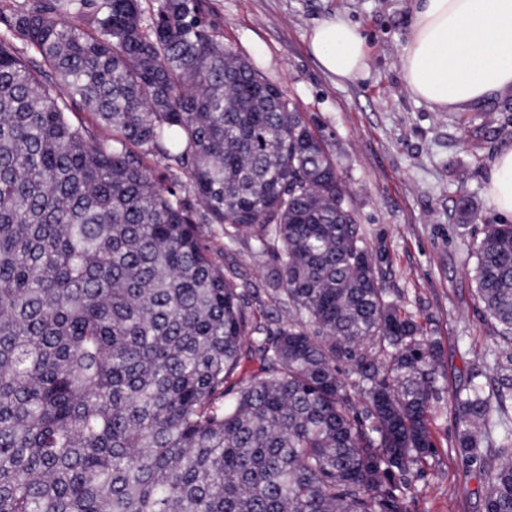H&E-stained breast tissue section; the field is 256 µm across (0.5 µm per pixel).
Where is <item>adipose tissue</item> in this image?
Masks as SVG:
<instances>
[{
    "mask_svg": "<svg viewBox=\"0 0 512 512\" xmlns=\"http://www.w3.org/2000/svg\"><path fill=\"white\" fill-rule=\"evenodd\" d=\"M308 46L336 78L368 67L365 37L347 20L315 24ZM401 73L408 93L436 112L512 93V0H413ZM490 197L496 211L512 217V146L493 162Z\"/></svg>",
    "mask_w": 512,
    "mask_h": 512,
    "instance_id": "ef3b65f1",
    "label": "adipose tissue"
}]
</instances>
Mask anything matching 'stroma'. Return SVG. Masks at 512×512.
I'll list each match as a JSON object with an SVG mask.
<instances>
[{"instance_id": "stroma-1", "label": "stroma", "mask_w": 512, "mask_h": 512, "mask_svg": "<svg viewBox=\"0 0 512 512\" xmlns=\"http://www.w3.org/2000/svg\"><path fill=\"white\" fill-rule=\"evenodd\" d=\"M226 46L249 60L316 129L348 188L347 203L367 247L383 252V285L441 346L440 399L431 432L437 453L405 512H484L485 481L453 451L451 397L467 368L486 361V391L498 386L491 361L497 328L472 280L473 242L501 223L490 203L491 165L512 145V93L459 112H436L405 89L400 57L411 0H211ZM342 17L367 38L369 66L353 79L323 73L307 37ZM476 209L459 214L461 199Z\"/></svg>"}]
</instances>
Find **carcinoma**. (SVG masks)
<instances>
[{
  "instance_id": "carcinoma-1",
  "label": "carcinoma",
  "mask_w": 512,
  "mask_h": 512,
  "mask_svg": "<svg viewBox=\"0 0 512 512\" xmlns=\"http://www.w3.org/2000/svg\"><path fill=\"white\" fill-rule=\"evenodd\" d=\"M346 198L208 0L148 21L141 0L0 6V512H402L436 454L440 346L388 298ZM202 224L224 225L227 268ZM234 244L271 260L273 310ZM472 253L502 390L470 370L456 452L488 475L485 512H512V432L489 446L512 224Z\"/></svg>"
}]
</instances>
